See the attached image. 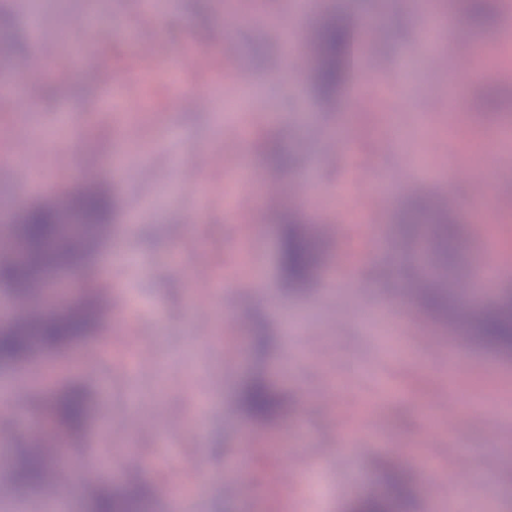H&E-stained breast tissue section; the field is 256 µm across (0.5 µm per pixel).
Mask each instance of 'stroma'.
I'll use <instances>...</instances> for the list:
<instances>
[{"label":"stroma","instance_id":"1","mask_svg":"<svg viewBox=\"0 0 512 512\" xmlns=\"http://www.w3.org/2000/svg\"><path fill=\"white\" fill-rule=\"evenodd\" d=\"M436 3L485 45L480 73L451 76L415 53L416 0H322L324 11L344 7L391 21L372 47V79L354 84L355 105L347 94L318 96L308 72L286 68L278 35L254 23L259 10L287 18L292 41L306 46L317 18L287 10L284 0H162L151 13L136 0H0V20L12 34L0 47V78L20 82L33 103L27 112L18 99L0 98V148L19 157L24 130L43 136L40 181H17L10 163L0 162V212L50 199L79 175L93 176L120 202L98 252L67 275L71 285L100 294L98 328L39 358L46 383L0 366V384L14 388L6 403L13 429L0 432V454L46 429L48 399L78 384L90 406L83 432L65 447L83 462L58 491L70 512H85L101 482L131 479L186 489L182 512H350L396 467L415 489L408 512H457L463 494L477 508L494 495L496 512H512V464L502 461L512 448V353L423 311L414 280L425 228L408 235L400 224L412 197L445 188L457 200L455 279L468 276L475 248L492 262L512 258V248L493 244L495 215L512 212V184L495 179L499 161L512 159L502 144L512 127V76L491 51L497 0H483L482 25L465 0ZM93 6L106 39L80 62L62 55L47 70L33 69L39 48L27 32L30 18L80 43L81 20ZM228 10L236 23L225 22ZM130 31L193 54L171 76L162 60L139 55ZM106 71L123 86V117H115L112 92L99 79ZM61 79L70 87L65 97L55 93ZM379 85L387 90L380 102L372 95ZM187 91L202 94L204 104L181 106ZM242 116L252 126L243 137L236 132ZM275 141L292 154V166L267 167ZM201 163L205 182L190 188L183 176ZM455 165L490 184L483 206L472 205L466 179L452 176ZM242 166L254 180L236 181ZM302 179L317 187L308 199L285 197L258 215L248 208L257 182L285 188ZM377 208L379 252L366 223ZM286 214L320 245L314 281L301 291L279 271ZM114 252L135 254L136 265L113 267ZM336 264L352 282V300L326 286ZM201 268L214 282L202 299L190 286ZM223 282L230 295L220 292ZM201 301L211 314L205 336L195 325ZM229 336L249 344L245 363L231 371ZM257 375L291 402L275 421H255L238 406L241 388ZM350 416L361 427L346 434L339 423ZM102 453L142 463L87 476L85 462ZM428 458L451 473L467 463L469 480L426 496ZM289 463L298 472L290 482Z\"/></svg>","mask_w":512,"mask_h":512}]
</instances>
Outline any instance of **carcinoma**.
<instances>
[{
	"mask_svg": "<svg viewBox=\"0 0 512 512\" xmlns=\"http://www.w3.org/2000/svg\"><path fill=\"white\" fill-rule=\"evenodd\" d=\"M358 42V26L342 12L327 14L313 34L311 77L315 89L331 98L349 85L355 74L353 54ZM291 162L288 151L277 145L268 150V164L284 166ZM117 198L105 187L87 179L77 190L48 202L28 206L12 218L10 236L24 246V257H15L11 248L0 250V293L10 299L26 298L35 308L25 317L0 322V365L17 366L41 353L64 350L82 339L98 324L96 303L76 293L56 308L40 304L35 286L53 274H62L86 265L99 238L118 212ZM427 213L422 201L412 203L403 223L414 229ZM285 227L279 269L282 280L296 290L308 286L320 263L318 245L305 233L292 228L297 220L283 219ZM432 250L444 267L453 264V235L448 224H432ZM425 307L432 313L453 318L464 307L458 292L442 285L426 291ZM461 327L472 339L504 352H512V295L493 308L474 310ZM238 404L250 418L267 421L283 411L279 395L262 376L252 378L241 390ZM51 421L47 437L63 429L81 430L88 417L84 391L71 387L53 394L48 404ZM47 458L40 448H24L12 460L15 486L38 495L46 483ZM157 497L156 489L140 482L97 487L87 512H146ZM409 487L399 472L391 475L383 490L356 502L352 512H405Z\"/></svg>",
	"mask_w": 512,
	"mask_h": 512,
	"instance_id": "carcinoma-1",
	"label": "carcinoma"
}]
</instances>
